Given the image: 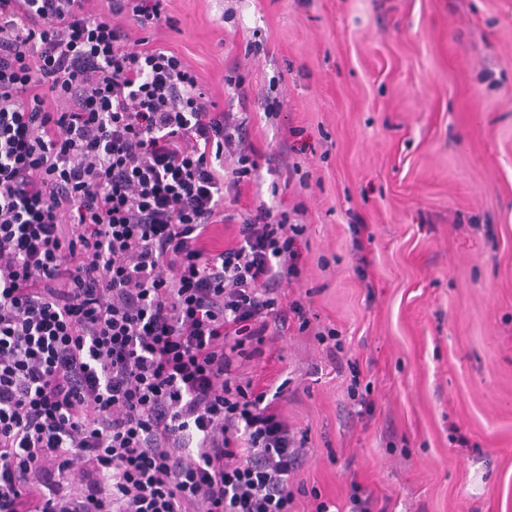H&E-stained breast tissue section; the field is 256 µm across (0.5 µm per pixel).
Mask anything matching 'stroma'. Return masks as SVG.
<instances>
[{"instance_id": "35a3bbf8", "label": "stroma", "mask_w": 512, "mask_h": 512, "mask_svg": "<svg viewBox=\"0 0 512 512\" xmlns=\"http://www.w3.org/2000/svg\"><path fill=\"white\" fill-rule=\"evenodd\" d=\"M166 11L150 40L246 114L258 155L209 247L260 205L306 227L280 295H309L310 326L289 320L244 375L308 439L296 512L357 491L386 512H512V0ZM328 328L351 367L318 344Z\"/></svg>"}]
</instances>
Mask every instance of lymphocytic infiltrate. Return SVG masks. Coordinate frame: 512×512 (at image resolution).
Returning a JSON list of instances; mask_svg holds the SVG:
<instances>
[{
    "label": "lymphocytic infiltrate",
    "mask_w": 512,
    "mask_h": 512,
    "mask_svg": "<svg viewBox=\"0 0 512 512\" xmlns=\"http://www.w3.org/2000/svg\"><path fill=\"white\" fill-rule=\"evenodd\" d=\"M165 0H0V512H295L303 439L244 385L303 227L245 123L133 37ZM236 166L224 170V155Z\"/></svg>",
    "instance_id": "f902f5d3"
}]
</instances>
